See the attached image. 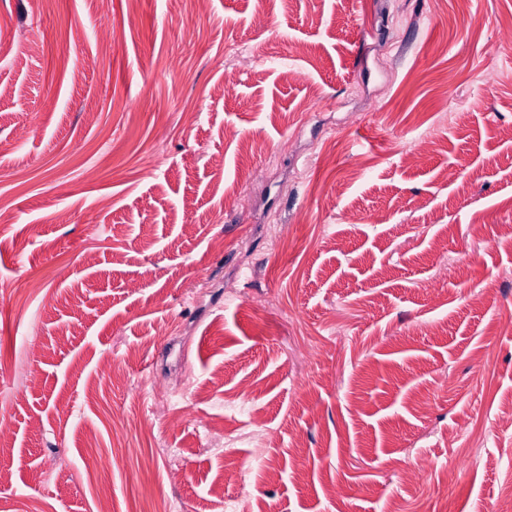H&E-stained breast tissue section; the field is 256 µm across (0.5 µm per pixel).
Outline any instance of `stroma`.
<instances>
[{"mask_svg": "<svg viewBox=\"0 0 512 512\" xmlns=\"http://www.w3.org/2000/svg\"><path fill=\"white\" fill-rule=\"evenodd\" d=\"M262 7L0 0V512L512 498V0Z\"/></svg>", "mask_w": 512, "mask_h": 512, "instance_id": "1", "label": "stroma"}]
</instances>
